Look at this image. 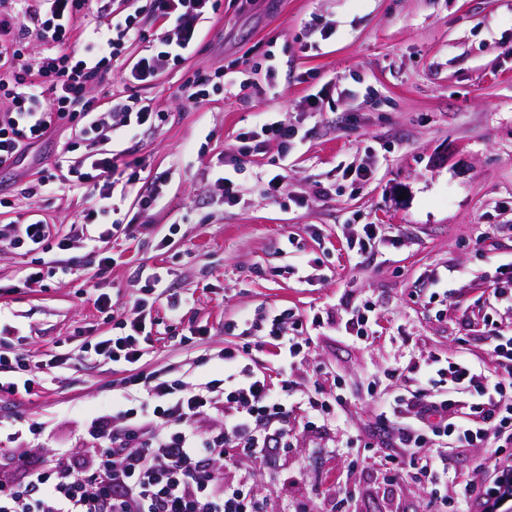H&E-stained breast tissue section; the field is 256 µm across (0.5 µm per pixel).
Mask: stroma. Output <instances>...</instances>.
<instances>
[{"mask_svg": "<svg viewBox=\"0 0 512 512\" xmlns=\"http://www.w3.org/2000/svg\"><path fill=\"white\" fill-rule=\"evenodd\" d=\"M219 68L231 78L251 74L257 90L199 107L177 97L182 81ZM321 89L328 98L317 111L308 96ZM134 94L167 120L122 142L141 162L121 205L130 235L100 251L78 243L45 254L38 282L27 278L36 254L0 249V340L20 342L40 381L31 394L0 399V420L22 433L0 435V455L90 447L91 417L111 411L134 369L177 378L193 361L201 377L218 368L205 354L229 346L245 349L274 387L302 395L337 381L346 397L338 418L314 430L305 413L285 417L293 446L275 468L231 472L266 512H291L314 486L323 512H421L422 484L386 486L385 454L366 446L382 439L378 399L401 390L387 369L438 354L491 360L481 342L462 346L455 336L462 318H477L497 266L512 262V0H222L194 53ZM265 112L306 131L303 144L286 156L274 144L241 152L238 133ZM69 147L84 150L74 130L60 129L0 171V225L33 214L60 231L77 222L80 191H27ZM282 162L288 186L273 202L260 178ZM348 167L368 175L353 180ZM220 169L237 173V205L213 191ZM159 177L163 201L140 210L137 195ZM319 184L328 195H316ZM362 224L380 225L398 244L356 257L346 239ZM159 266L167 275L148 297L152 336L138 367L90 356L87 343L111 335L112 319L88 293L101 289L123 306ZM435 270L442 279L433 286ZM434 292L446 294L445 306L429 303ZM173 294L187 299L176 320L167 308ZM361 301L377 318L365 343L344 327L350 304ZM286 308L306 325L310 347L283 378L261 333L231 335L224 324ZM201 327L206 336L195 338ZM34 422L42 434L29 432Z\"/></svg>", "mask_w": 512, "mask_h": 512, "instance_id": "obj_1", "label": "stroma"}]
</instances>
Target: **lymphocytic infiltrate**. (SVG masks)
Segmentation results:
<instances>
[{"mask_svg": "<svg viewBox=\"0 0 512 512\" xmlns=\"http://www.w3.org/2000/svg\"><path fill=\"white\" fill-rule=\"evenodd\" d=\"M220 2L145 0L143 12L165 24L149 38L136 15L110 8V0H0V100L9 103L0 113V169L12 168L28 147L64 124L78 125L85 152L69 165L68 185L86 202L68 236L53 238L45 220L33 219L1 225V247L65 251L74 239L107 243L127 232L114 192L133 185L136 164L126 151L113 149V138L122 128L158 127L165 115L130 95L100 101L93 90L119 62L126 84L154 85L193 51L201 24L218 13ZM144 38L150 41L146 53L125 59L127 44ZM34 41L47 49L35 68L25 59ZM231 87L244 92L253 84L247 78L225 79L220 72L199 73L177 92L201 105ZM301 138L299 128L266 116L238 135L242 143L277 142L285 153ZM503 303L512 305L511 262L497 267L482 316L481 341L493 365L433 358L434 374L422 388L378 404L376 427L397 449L392 469L426 482V512H497L512 501V334L494 319ZM147 307L142 296L126 303L114 333L95 342L93 354L137 364L150 336ZM242 326L265 329L288 366L309 348L301 320L288 309L265 318L245 316L225 323L224 330L231 334ZM218 357L233 366L232 374L195 384L163 370L131 375L124 410L92 417L90 435L98 448L81 461L70 462L67 448L21 464L0 457V471L18 484L17 491H0V512H260L257 496L226 482L225 472L246 460L275 466L287 445L281 419L299 407L312 420L334 414L344 396L293 399L275 392L243 351L227 347ZM218 405L223 428L201 434L194 420ZM456 448H481L485 454L475 460L480 483L459 487L451 498L441 487Z\"/></svg>", "mask_w": 512, "mask_h": 512, "instance_id": "1", "label": "lymphocytic infiltrate"}]
</instances>
